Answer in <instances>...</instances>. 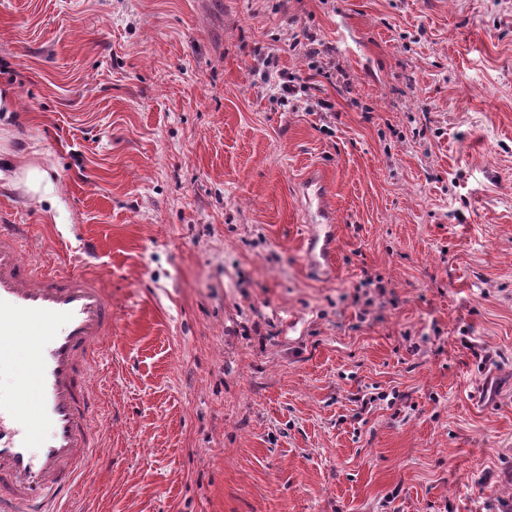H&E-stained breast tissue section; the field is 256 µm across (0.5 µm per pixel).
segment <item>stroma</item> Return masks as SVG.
<instances>
[{"label": "stroma", "mask_w": 512, "mask_h": 512, "mask_svg": "<svg viewBox=\"0 0 512 512\" xmlns=\"http://www.w3.org/2000/svg\"><path fill=\"white\" fill-rule=\"evenodd\" d=\"M2 89L0 225L112 306L66 512H512V0H0ZM6 179L13 184H21L32 195L55 196L56 188L50 172L43 166L27 165L11 175L1 171L0 180ZM321 183L322 180L319 177H315V179L311 178L310 182H308L306 190L315 185L313 196L311 197L307 193L308 207L312 206L314 200L316 201L315 215L321 219L317 220L315 224H332L333 222L329 216L328 206Z\"/></svg>", "instance_id": "obj_1"}]
</instances>
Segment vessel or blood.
Wrapping results in <instances>:
<instances>
[{"label":"vessel or blood","mask_w":512,"mask_h":512,"mask_svg":"<svg viewBox=\"0 0 512 512\" xmlns=\"http://www.w3.org/2000/svg\"><path fill=\"white\" fill-rule=\"evenodd\" d=\"M26 232L0 225V512H59L98 461L91 380L112 307L93 276L26 258Z\"/></svg>","instance_id":"vessel-or-blood-1"}]
</instances>
